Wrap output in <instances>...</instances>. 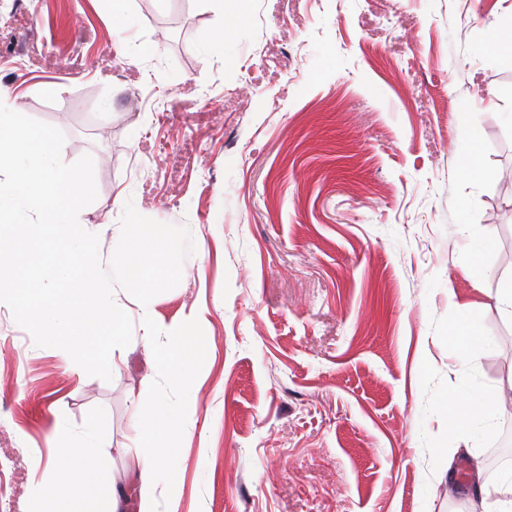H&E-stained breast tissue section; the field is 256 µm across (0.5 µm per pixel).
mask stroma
I'll use <instances>...</instances> for the list:
<instances>
[{"label": "stroma", "instance_id": "stroma-1", "mask_svg": "<svg viewBox=\"0 0 512 512\" xmlns=\"http://www.w3.org/2000/svg\"><path fill=\"white\" fill-rule=\"evenodd\" d=\"M0 0V89L94 160L80 217L102 260L116 193L190 228L180 284L151 301L160 334L203 313L205 354L176 482H141L136 417L181 392L131 341L111 381L36 346L0 307V512H30L51 429L97 424L119 512H470L512 411L457 448L445 404L512 403V0ZM223 29L225 64L203 35ZM477 134L488 178L463 180ZM479 304L463 369L448 329Z\"/></svg>", "mask_w": 512, "mask_h": 512}]
</instances>
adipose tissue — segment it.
Wrapping results in <instances>:
<instances>
[{"label":"adipose tissue","mask_w":512,"mask_h":512,"mask_svg":"<svg viewBox=\"0 0 512 512\" xmlns=\"http://www.w3.org/2000/svg\"><path fill=\"white\" fill-rule=\"evenodd\" d=\"M140 339L144 347L157 355L160 371L185 395L184 404L173 406L164 401L151 408L150 421H137L142 446L141 478L152 484L159 478L175 479L179 472L178 442L183 434V417L187 403L194 400V382L198 360L191 355L197 340V327L191 323L173 326L167 343H160L150 312L140 318ZM56 446L49 456L46 469L52 488L42 500V512H77V503L92 495L94 505H117L114 487L98 479V464L102 454L91 435L77 437L63 426H55Z\"/></svg>","instance_id":"adipose-tissue-1"}]
</instances>
